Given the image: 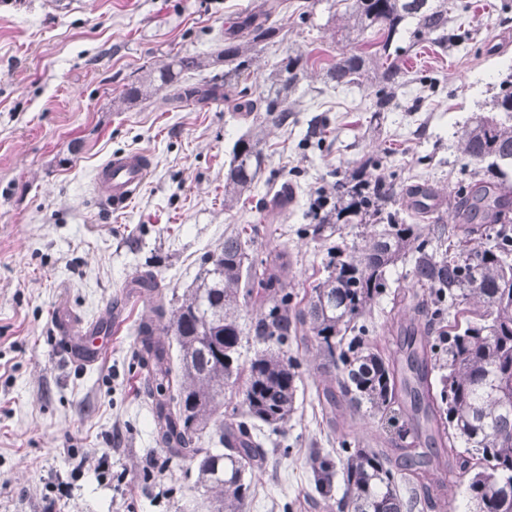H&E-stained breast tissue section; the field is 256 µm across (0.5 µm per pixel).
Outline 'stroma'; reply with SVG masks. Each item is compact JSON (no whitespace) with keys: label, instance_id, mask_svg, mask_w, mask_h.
<instances>
[{"label":"stroma","instance_id":"obj_1","mask_svg":"<svg viewBox=\"0 0 512 512\" xmlns=\"http://www.w3.org/2000/svg\"><path fill=\"white\" fill-rule=\"evenodd\" d=\"M258 0H0V512H213L195 465L154 439L146 374L135 357V326L149 297L131 285L152 272L162 291L196 287L208 253L225 235L257 223L267 188L288 185L287 219L259 223L260 256H288L294 300L324 277L326 245L308 233L318 189L366 156L392 178V204L413 213L411 190H432L427 224H451L449 188L466 183L474 162L457 149L472 113L497 92L512 66V8L503 0H448L450 17L472 40L441 50L423 41L403 55L423 83L399 89L398 107L374 123V90H333L320 69L341 53L333 15L344 0H281L283 37L257 49L241 82L266 94L271 64L302 56L309 70L289 97L285 124L265 126V164L250 196L224 205L233 144L251 120L222 101L173 103L159 91L118 111L112 102L150 66L186 53L214 55L224 33ZM150 155L151 172L130 205L113 210L96 175L112 156ZM410 265L387 273L369 342L406 366L397 309L415 319ZM98 323L112 332L98 361L76 364L58 322ZM301 380L297 411L266 463L246 472L245 512H326L312 506L308 452L358 439L399 455V421L350 415L337 403L327 428L315 400L316 345H289ZM446 495L434 512H470L467 484L440 455Z\"/></svg>","mask_w":512,"mask_h":512}]
</instances>
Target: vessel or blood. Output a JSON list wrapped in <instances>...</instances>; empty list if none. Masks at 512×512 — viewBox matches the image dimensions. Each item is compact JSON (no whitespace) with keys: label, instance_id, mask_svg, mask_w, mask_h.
<instances>
[{"label":"vessel or blood","instance_id":"1","mask_svg":"<svg viewBox=\"0 0 512 512\" xmlns=\"http://www.w3.org/2000/svg\"><path fill=\"white\" fill-rule=\"evenodd\" d=\"M150 168V158L142 152L112 156L98 171L97 190L113 209L126 208L144 183ZM96 339V334L91 333L71 347L70 353L76 363L88 365L97 359L100 347Z\"/></svg>","mask_w":512,"mask_h":512}]
</instances>
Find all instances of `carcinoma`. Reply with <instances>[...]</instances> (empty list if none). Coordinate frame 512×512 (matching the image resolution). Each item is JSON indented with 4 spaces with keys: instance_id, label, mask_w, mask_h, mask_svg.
Listing matches in <instances>:
<instances>
[{
    "instance_id": "1",
    "label": "carcinoma",
    "mask_w": 512,
    "mask_h": 512,
    "mask_svg": "<svg viewBox=\"0 0 512 512\" xmlns=\"http://www.w3.org/2000/svg\"><path fill=\"white\" fill-rule=\"evenodd\" d=\"M416 44L430 39L448 47V0H354L340 27V40L354 44L323 68V83L333 88L363 83L376 85L372 118L390 110L396 89L411 74L399 63L401 39L408 21ZM282 26L277 5L265 3L224 33V49L217 55L184 54L151 68L128 85L113 102L121 111L171 90L175 103H205L222 99L234 112H264L279 122L288 107L287 93L308 60L289 58L281 73L270 72L267 95L255 98L239 87L250 69L252 52L278 42ZM371 32L373 38L361 36ZM224 63V78L197 84L182 82ZM490 108L472 118L459 146L469 159L482 164L470 181L449 193L453 224L426 231L407 224L387 208L395 193L393 182L369 172L367 159L336 182V200L312 234L330 240L344 226H372L327 250L326 275L317 280L299 307L291 304L281 271L283 255L272 260L250 253L252 234L224 237L209 254L211 266L198 287L172 300L145 273L140 283L150 292V315L137 328L136 356L147 368L146 394L151 400L156 443L172 456L195 463L198 482L213 492L214 512H244L249 486L246 471L262 466L268 451L244 421L218 417V396L234 385L242 395L243 415L268 426L288 422L295 412L297 361L282 346L292 341L316 342L325 384L316 390L318 404L336 405L341 396L348 407L372 416L392 413L401 394L410 396V422L401 425L399 438L414 433L418 413L435 428L448 447L460 442L465 454L456 456L460 477L474 501V512H512V79L500 84ZM260 132L252 129L232 149L224 177V205L231 206L254 188L264 165ZM288 208V185L261 200L259 213L268 221ZM399 261L410 264L415 307L439 332L438 342L416 340L411 328L410 362L415 345L441 371L440 389L433 391L428 376L419 374L411 385L395 363L367 339L372 309L386 292L387 271ZM252 313L248 329L241 312ZM264 348L248 365L239 363L243 335ZM174 337L179 362L173 363ZM214 426L224 451L201 446L202 433ZM345 456L312 448L308 464L317 498L336 512H415L430 499L431 469L405 473L399 459L377 448L341 440ZM342 477L344 495L331 503L334 478Z\"/></svg>"
}]
</instances>
